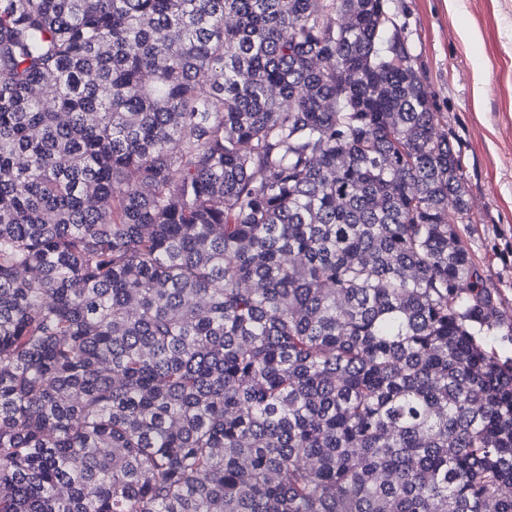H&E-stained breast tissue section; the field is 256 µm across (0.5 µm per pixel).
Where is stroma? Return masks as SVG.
Returning a JSON list of instances; mask_svg holds the SVG:
<instances>
[{
    "label": "stroma",
    "mask_w": 512,
    "mask_h": 512,
    "mask_svg": "<svg viewBox=\"0 0 512 512\" xmlns=\"http://www.w3.org/2000/svg\"><path fill=\"white\" fill-rule=\"evenodd\" d=\"M464 161L469 248L500 301L478 342L512 366V0H387Z\"/></svg>",
    "instance_id": "35a3bbf8"
}]
</instances>
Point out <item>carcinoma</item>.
I'll list each match as a JSON object with an SVG mask.
<instances>
[{"instance_id": "obj_1", "label": "carcinoma", "mask_w": 512, "mask_h": 512, "mask_svg": "<svg viewBox=\"0 0 512 512\" xmlns=\"http://www.w3.org/2000/svg\"><path fill=\"white\" fill-rule=\"evenodd\" d=\"M439 126L385 0H0V512H512Z\"/></svg>"}]
</instances>
